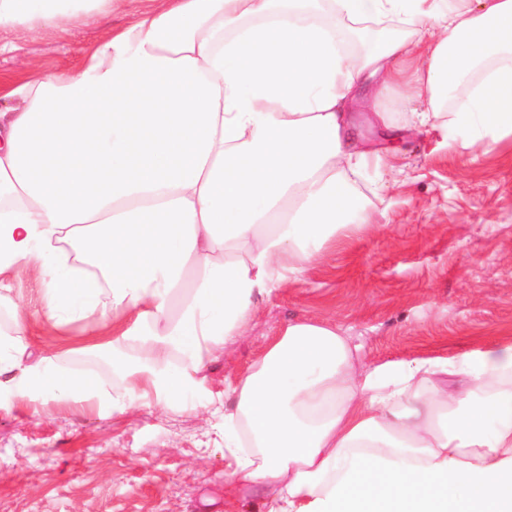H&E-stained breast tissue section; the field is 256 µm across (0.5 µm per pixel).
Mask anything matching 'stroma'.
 <instances>
[{"mask_svg":"<svg viewBox=\"0 0 512 512\" xmlns=\"http://www.w3.org/2000/svg\"><path fill=\"white\" fill-rule=\"evenodd\" d=\"M127 16L117 11L21 35L0 29V75L46 77L77 67ZM391 127L356 103L357 137L381 153L357 188L373 229L328 247L298 279L260 300L246 336L201 372L222 396L291 320L329 321L368 367L452 357L512 338V138L495 151L461 148L443 127L417 126L398 89L381 96ZM33 272L0 277L25 316L34 351L113 386L107 355L86 351V321L42 316ZM0 512H229L223 421L148 401L104 414L0 396Z\"/></svg>","mask_w":512,"mask_h":512,"instance_id":"35a3bbf8","label":"stroma"}]
</instances>
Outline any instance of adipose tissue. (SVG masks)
Segmentation results:
<instances>
[{
	"mask_svg": "<svg viewBox=\"0 0 512 512\" xmlns=\"http://www.w3.org/2000/svg\"><path fill=\"white\" fill-rule=\"evenodd\" d=\"M122 2L0 0V28ZM375 81L495 148L512 0H158L78 70L0 78V276L33 268L53 325L98 315L113 404L203 405L258 300L369 226L351 106ZM8 310L0 388L99 409L88 373L27 362ZM220 408L227 489L263 512H512V341L361 368L336 324L294 321Z\"/></svg>",
	"mask_w": 512,
	"mask_h": 512,
	"instance_id": "1",
	"label": "adipose tissue"
}]
</instances>
